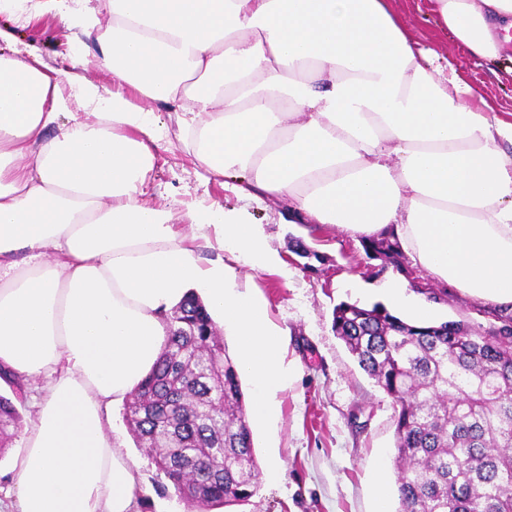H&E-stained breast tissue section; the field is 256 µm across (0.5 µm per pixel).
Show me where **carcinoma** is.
<instances>
[{"mask_svg": "<svg viewBox=\"0 0 512 512\" xmlns=\"http://www.w3.org/2000/svg\"><path fill=\"white\" fill-rule=\"evenodd\" d=\"M363 248L403 258L391 229ZM167 320L170 336L125 404L127 425L196 512L243 505L259 468L237 362L198 296ZM332 328L395 404L399 512H512V317L473 333L458 321L417 326L380 305L341 302ZM0 426L22 427L3 395Z\"/></svg>", "mask_w": 512, "mask_h": 512, "instance_id": "obj_1", "label": "carcinoma"}]
</instances>
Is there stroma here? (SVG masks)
I'll return each mask as SVG.
<instances>
[{"instance_id":"stroma-1","label":"stroma","mask_w":512,"mask_h":512,"mask_svg":"<svg viewBox=\"0 0 512 512\" xmlns=\"http://www.w3.org/2000/svg\"><path fill=\"white\" fill-rule=\"evenodd\" d=\"M393 4L417 40L448 56L503 115L512 114V57L503 56L496 68H489L472 58L449 32L426 20L422 0H393ZM0 28L10 33L9 42L0 45L4 53L39 58L57 70L63 82L75 74L108 84L95 37L49 15L20 27L9 14L1 13ZM76 54L83 56L84 65L75 71L70 59ZM159 113L167 126L166 144L146 184L148 197L159 203L198 200L243 209L250 222L261 225L282 262L277 272L239 269L241 282L256 283V296L266 304L271 320L285 330V359L295 368L275 397L274 423L251 426L258 466L277 459L279 477L274 482L259 479L239 512H377L382 506L398 512L395 408L334 334V307L343 301L367 308L383 303V284L399 280L408 285L417 304L434 309L436 322L459 321L482 333L499 326V319L489 304L436 281L410 258H403L398 267L383 266L381 260L366 257L358 236L332 224L290 223L288 202L257 203L225 187L223 178L196 163L168 108H160ZM299 241L316 252V259L296 254ZM123 412V407H116L110 419L140 472L142 512L182 507L170 481L144 450L136 448Z\"/></svg>"}]
</instances>
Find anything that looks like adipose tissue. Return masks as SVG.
I'll list each match as a JSON object with an SVG mask.
<instances>
[{"instance_id": "1", "label": "adipose tissue", "mask_w": 512, "mask_h": 512, "mask_svg": "<svg viewBox=\"0 0 512 512\" xmlns=\"http://www.w3.org/2000/svg\"><path fill=\"white\" fill-rule=\"evenodd\" d=\"M7 0L97 34L110 86L63 93L38 60L0 54V371L43 381L0 512H140L139 474L107 410L151 372L188 293L237 338L253 415L288 384L284 331L237 268H278L259 225L213 202L146 198L165 124L255 201L368 238L512 312V120L415 39L390 0ZM476 58L512 42V0H428ZM85 113L72 112V103ZM213 258H204V251Z\"/></svg>"}]
</instances>
